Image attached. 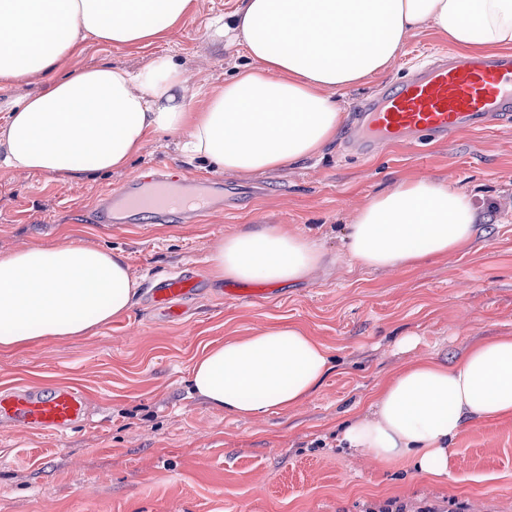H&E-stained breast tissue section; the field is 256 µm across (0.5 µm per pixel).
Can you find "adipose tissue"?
Listing matches in <instances>:
<instances>
[{
    "instance_id": "1",
    "label": "adipose tissue",
    "mask_w": 512,
    "mask_h": 512,
    "mask_svg": "<svg viewBox=\"0 0 512 512\" xmlns=\"http://www.w3.org/2000/svg\"><path fill=\"white\" fill-rule=\"evenodd\" d=\"M193 0H0V86L36 74L40 89L7 102L0 158L60 177L124 168L154 135L227 172L298 164L336 138L345 109L334 92L386 74L408 36L432 30L462 54L512 49V0H237L213 34L248 59L193 110L190 72L165 53L141 69L100 63L57 71L88 41L146 48L189 15ZM473 197L431 177L405 180L361 207L345 236L351 259L373 269L411 267L466 251L479 233ZM327 260L313 239L286 227L243 226L212 257L220 279L294 282ZM138 283L117 250L73 244L0 257V350L96 333L135 302ZM328 349L298 326L206 346L191 392L238 417L282 412L332 371ZM512 415V335L473 344L452 363L424 357L378 384L368 412L347 421L346 447L372 460L412 461L448 475L449 450L473 421Z\"/></svg>"
}]
</instances>
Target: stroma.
<instances>
[{
    "instance_id": "obj_1",
    "label": "stroma",
    "mask_w": 512,
    "mask_h": 512,
    "mask_svg": "<svg viewBox=\"0 0 512 512\" xmlns=\"http://www.w3.org/2000/svg\"><path fill=\"white\" fill-rule=\"evenodd\" d=\"M235 0H194L162 44L191 71V107L244 65L238 47L212 42L209 26ZM424 29L408 37L385 79L415 60L451 51ZM151 50L89 43L63 74L108 63L145 66ZM345 135L321 155L263 173L224 176V208L193 224L146 218L120 229L93 223L100 194L159 166L188 184L215 172L189 163L176 138L150 139L127 167L77 178L15 170L0 160V256L60 243L123 252L139 293L132 309L96 334L0 350V390L74 382L100 407L98 425L55 439L0 425V512H364L390 498L409 512H512V416L468 425L453 444L447 478L400 461L376 463L336 445L348 409L366 413L376 384L419 357L452 363L479 340L512 334V127L464 132L423 149L384 146L342 156ZM428 176L473 195L482 232L466 252L406 269L372 270L350 260L342 238L358 207L401 180ZM246 224L293 226L335 262L280 283L259 300L221 296V280L178 323L154 318L150 283L191 265L210 268L218 243ZM296 324L326 346L334 370L302 405L258 418L213 409L186 378L207 345ZM414 345H404V338Z\"/></svg>"
}]
</instances>
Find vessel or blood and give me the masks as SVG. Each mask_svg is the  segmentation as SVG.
<instances>
[{
  "mask_svg": "<svg viewBox=\"0 0 512 512\" xmlns=\"http://www.w3.org/2000/svg\"><path fill=\"white\" fill-rule=\"evenodd\" d=\"M512 121V54L466 58L443 53L418 65L405 79L390 83L363 104L353 117L344 150L369 156L390 143L428 144L448 135ZM211 193L187 200L171 199L181 189L176 167L153 169L128 180L117 192L123 209L111 199L98 206V221L116 228L136 223L138 215L155 223L178 218L186 223L212 206V192L224 187L211 178ZM203 286V268L194 266L161 278L150 291V305L159 321L181 320ZM87 394L78 387L15 386L0 391V424L63 439L74 429L93 425Z\"/></svg>",
  "mask_w": 512,
  "mask_h": 512,
  "instance_id": "obj_1",
  "label": "vessel or blood"
}]
</instances>
